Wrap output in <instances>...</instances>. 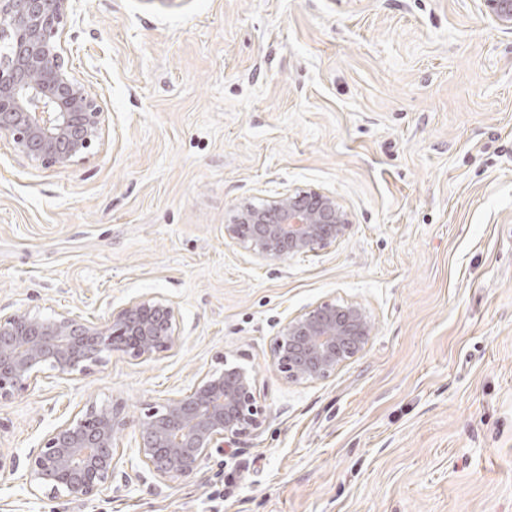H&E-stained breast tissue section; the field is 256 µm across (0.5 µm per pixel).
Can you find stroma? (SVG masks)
Wrapping results in <instances>:
<instances>
[{"label":"stroma","mask_w":512,"mask_h":512,"mask_svg":"<svg viewBox=\"0 0 512 512\" xmlns=\"http://www.w3.org/2000/svg\"><path fill=\"white\" fill-rule=\"evenodd\" d=\"M73 74L99 146L44 168L0 136V308L104 321L175 309V350L115 353L0 401L29 453L86 401L130 417L231 360L264 420L196 480L90 501L0 483V512H512V32L481 0H73ZM297 189L352 220L264 261L238 208ZM357 302L374 331L328 378L271 363L288 318Z\"/></svg>","instance_id":"35a3bbf8"}]
</instances>
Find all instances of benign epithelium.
<instances>
[{
    "label": "benign epithelium",
    "instance_id": "benign-epithelium-1",
    "mask_svg": "<svg viewBox=\"0 0 512 512\" xmlns=\"http://www.w3.org/2000/svg\"><path fill=\"white\" fill-rule=\"evenodd\" d=\"M69 2L0 0V34L9 39V52L0 55V134L45 168L83 159L105 125L97 97L65 61ZM482 2L499 26L512 30V0ZM349 227L334 195L300 190L243 206L229 231L255 257L278 260L335 244ZM371 333L361 304L324 302L283 324L272 363L291 381H320L362 352ZM178 339L175 310L157 296L133 299L104 322L0 310V400L36 386L46 370L69 380L114 353L150 360ZM262 415L255 375L226 362L135 419L120 404L85 403L45 435L20 480L34 497L47 491L54 498L91 500L112 486L122 459L118 436L129 428L137 445L125 480L141 477L143 469L159 481L193 479L213 453L251 436Z\"/></svg>",
    "mask_w": 512,
    "mask_h": 512
}]
</instances>
